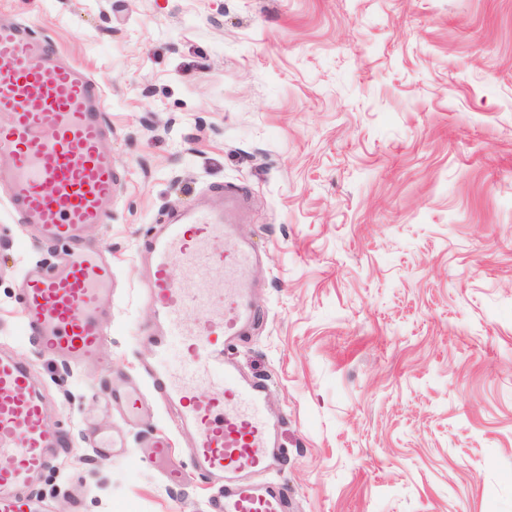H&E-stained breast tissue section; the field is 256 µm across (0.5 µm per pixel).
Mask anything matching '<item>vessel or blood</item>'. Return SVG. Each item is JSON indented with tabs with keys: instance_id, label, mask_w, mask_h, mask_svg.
<instances>
[{
	"instance_id": "obj_1",
	"label": "vessel or blood",
	"mask_w": 512,
	"mask_h": 512,
	"mask_svg": "<svg viewBox=\"0 0 512 512\" xmlns=\"http://www.w3.org/2000/svg\"><path fill=\"white\" fill-rule=\"evenodd\" d=\"M104 105L85 68L36 39L27 23L0 20V187L21 223L66 246L51 269L25 271L21 328L74 365L99 353L107 326L99 300L112 291L111 259L85 242L87 226L104 223L116 180ZM228 230L223 211L197 206L141 243L150 265L144 291L161 324L145 334L151 355L143 373L178 406L198 470L218 480L208 512H284L278 486L247 479L274 469L279 449L265 381L243 378L226 353L256 316L247 274L257 262L250 245L225 249ZM176 259L202 272L207 288L190 293L177 286L170 275ZM111 398L131 418L143 408L134 386ZM64 445L46 424L29 366L1 352L0 459L10 465L0 469V512H50L27 490ZM149 461L169 482L179 481L164 444L155 445Z\"/></svg>"
}]
</instances>
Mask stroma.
I'll use <instances>...</instances> for the list:
<instances>
[{
  "instance_id": "stroma-1",
  "label": "stroma",
  "mask_w": 512,
  "mask_h": 512,
  "mask_svg": "<svg viewBox=\"0 0 512 512\" xmlns=\"http://www.w3.org/2000/svg\"><path fill=\"white\" fill-rule=\"evenodd\" d=\"M106 96L117 180L89 226L112 257L97 358L21 332L55 249L0 189V351L30 364L66 448L53 512H206L173 407L131 422L155 313L137 249L224 211L260 255L241 371L270 385L288 512H512V0H0ZM112 429L122 455L91 447ZM165 439L181 483L132 455ZM111 402L114 400L120 404L129 418H134L143 409V400L138 387L129 386L124 390H118L110 396Z\"/></svg>"
}]
</instances>
